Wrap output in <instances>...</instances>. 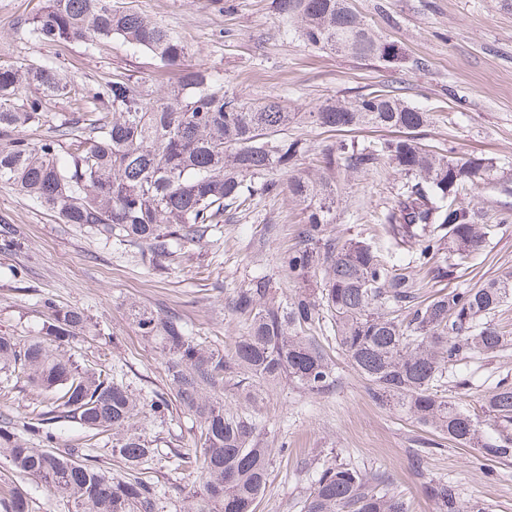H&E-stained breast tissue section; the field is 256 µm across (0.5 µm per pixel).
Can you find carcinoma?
<instances>
[{
  "mask_svg": "<svg viewBox=\"0 0 512 512\" xmlns=\"http://www.w3.org/2000/svg\"><path fill=\"white\" fill-rule=\"evenodd\" d=\"M295 24V33L319 50L358 60L390 61L398 49L384 42L352 9L350 0H272ZM36 42H84L93 48L112 37L149 54L161 70L181 66L186 48L172 28L112 0H47L27 23ZM74 112H51L59 98ZM306 120L333 130L394 128L404 135L367 143L341 141L321 153L312 172L296 170L305 143L288 138V125ZM429 113L400 94L375 89L312 112H290L282 103L253 102L224 87L207 69H182L158 94L133 73L116 71L93 86L72 84L52 61L0 63V184L63 224H81L106 238L143 248L158 268L175 249L198 243L213 227L283 192L306 204L295 245L280 262L301 290L288 297L258 275L238 289L233 311L242 333L221 346L196 334L175 316L145 308L132 313L146 340L165 356L166 385L173 395L147 396L101 368L83 367L74 354L52 346L70 343L89 329L78 308L47 302L43 331L18 339L0 336L4 381L23 377L49 400L41 423H72L89 439L112 442L126 468L111 477L97 457L81 448L34 446L38 427L0 421V459L13 480L0 486V512H33L25 482L61 497L71 512H165L163 496L140 477L156 456L147 423L173 420L172 403L190 416L192 452L173 454L176 468L197 474L183 512H256L273 458L268 430L255 417L224 409L229 387L245 403L286 380L318 397L340 383L328 353L334 340L351 368L369 385L373 401L482 456L512 458V386L501 384L482 401L492 431L478 415L444 394L461 356H488L507 342L494 322L512 297V271L478 288L439 290L420 299L416 271L448 284L461 266L494 236L478 212L459 200L491 179L492 159L438 154L417 138ZM52 123L53 134L36 141L22 134ZM384 159L401 176L391 205L380 217L390 251L381 256L362 238L340 237L330 224L338 201L334 174L370 170ZM276 169L284 179L268 177ZM321 275L320 287L307 282ZM325 333L312 335L315 330ZM304 512H409L385 490L387 479L343 463H322L305 478ZM437 512H481L464 503L457 486L430 481Z\"/></svg>",
  "mask_w": 512,
  "mask_h": 512,
  "instance_id": "cac0c4a2",
  "label": "carcinoma"
}]
</instances>
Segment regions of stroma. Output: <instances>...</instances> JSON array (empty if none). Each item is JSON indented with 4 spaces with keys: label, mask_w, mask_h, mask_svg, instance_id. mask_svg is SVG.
<instances>
[{
    "label": "stroma",
    "mask_w": 512,
    "mask_h": 512,
    "mask_svg": "<svg viewBox=\"0 0 512 512\" xmlns=\"http://www.w3.org/2000/svg\"><path fill=\"white\" fill-rule=\"evenodd\" d=\"M271 2L224 0L217 10L208 0H113L175 29L187 46L184 66L219 73L225 87L245 99L274 97L289 111L306 112L328 99H353L380 83L399 88L405 102L431 115L420 133L425 144L440 153L453 149L490 157L498 165L497 181L480 187L471 200L482 221L497 225V233L452 287L473 288L512 269V0H353L372 29L397 46L396 63L312 48ZM45 3L0 0V61L49 59L78 85L116 70L152 85L162 81L151 58L119 38L100 42L93 52L80 42L28 39L26 24ZM288 135L307 146L297 162L302 170L312 169L320 153L341 139L340 133L303 122L290 124ZM399 182L382 161L366 173H337L336 234L387 246L378 218ZM304 212V204L288 194L266 198L155 269L138 247L59 223L14 189L0 186V224L21 232L17 244L0 248V335H33L46 320L45 300L81 308L93 328L73 343L79 364L116 363L126 384L145 394L166 392L164 356L135 329L132 306L178 316L211 343H229L240 332L231 298L253 276H268L280 291L295 293L279 257L294 245ZM338 367L341 382L325 397H309L285 383L249 407L259 423L275 429L270 447L288 446L287 455L274 458L257 512H301L298 475L323 448L334 449L338 461L385 474L387 490L402 497L410 512H436L425 491L432 479L453 483L463 500L483 503L488 512H512V460L494 463L476 449L435 440L433 431L374 404L365 380L346 360ZM457 371L472 387L463 395L449 389V396L479 408L497 384H512V345L482 359H464ZM44 408L25 380L0 388V418L35 424ZM190 427L182 415L150 430L159 454L147 478L165 490L167 512H179L184 489L193 482L168 464L172 453L190 446ZM488 470L494 479L485 478Z\"/></svg>",
    "instance_id": "stroma-1"
}]
</instances>
